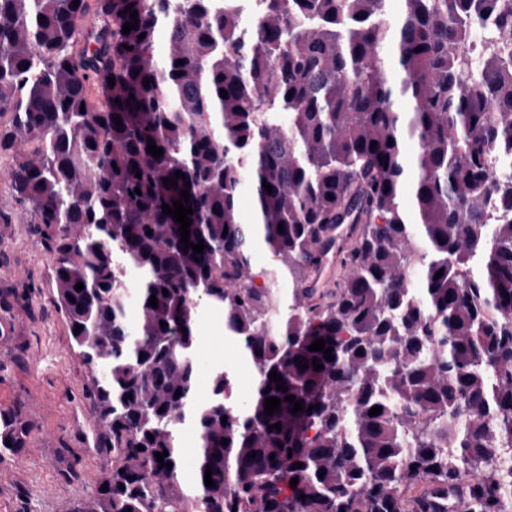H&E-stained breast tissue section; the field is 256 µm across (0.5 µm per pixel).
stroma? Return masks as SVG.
I'll return each instance as SVG.
<instances>
[{"mask_svg": "<svg viewBox=\"0 0 512 512\" xmlns=\"http://www.w3.org/2000/svg\"><path fill=\"white\" fill-rule=\"evenodd\" d=\"M50 268L22 218L0 224V278L31 285L39 307L34 317L15 312L16 338L27 357L0 373V404L26 402L38 424L22 458L0 460V512H62L66 502L91 493L109 467L91 447L86 373L69 351L68 330L48 286ZM195 359L199 396H207L211 372L224 368L234 375V402H250L256 371L225 336L223 312L206 304L200 307Z\"/></svg>", "mask_w": 512, "mask_h": 512, "instance_id": "1", "label": "stroma"}]
</instances>
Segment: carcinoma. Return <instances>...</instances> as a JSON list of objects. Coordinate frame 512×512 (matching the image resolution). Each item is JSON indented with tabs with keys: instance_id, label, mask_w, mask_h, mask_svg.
Masks as SVG:
<instances>
[{
	"instance_id": "carcinoma-1",
	"label": "carcinoma",
	"mask_w": 512,
	"mask_h": 512,
	"mask_svg": "<svg viewBox=\"0 0 512 512\" xmlns=\"http://www.w3.org/2000/svg\"><path fill=\"white\" fill-rule=\"evenodd\" d=\"M387 2L0 0L15 201L0 224L24 213L51 260L92 446L112 465L63 512H436L430 493L441 512H512V19H497L500 0H405L389 25ZM187 181L197 254L162 212ZM258 243L273 263L262 286ZM332 245L342 277L319 292ZM26 289L0 280V346L16 361L9 316L35 314ZM202 301L256 369L245 408L222 368L196 398ZM318 338L334 360L309 350ZM35 429L23 403L1 404L0 460ZM182 448L183 473L186 479H191L195 466L196 437L190 429H185L180 434Z\"/></svg>"
}]
</instances>
